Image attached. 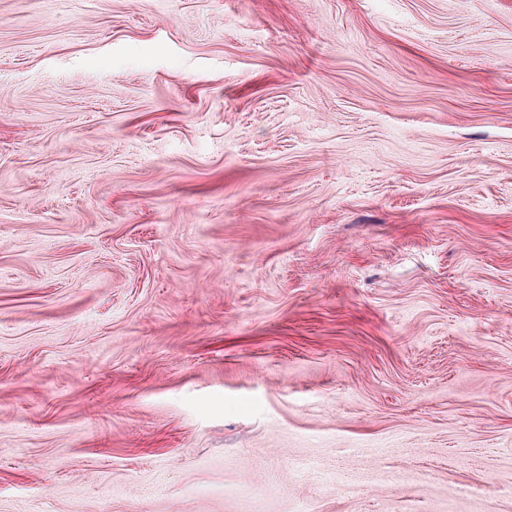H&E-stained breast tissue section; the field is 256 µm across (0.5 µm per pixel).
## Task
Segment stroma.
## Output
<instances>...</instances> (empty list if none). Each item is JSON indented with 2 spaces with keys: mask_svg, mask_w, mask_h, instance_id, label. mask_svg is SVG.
Segmentation results:
<instances>
[{
  "mask_svg": "<svg viewBox=\"0 0 512 512\" xmlns=\"http://www.w3.org/2000/svg\"><path fill=\"white\" fill-rule=\"evenodd\" d=\"M0 512H512V0H0Z\"/></svg>",
  "mask_w": 512,
  "mask_h": 512,
  "instance_id": "35a3bbf8",
  "label": "stroma"
}]
</instances>
